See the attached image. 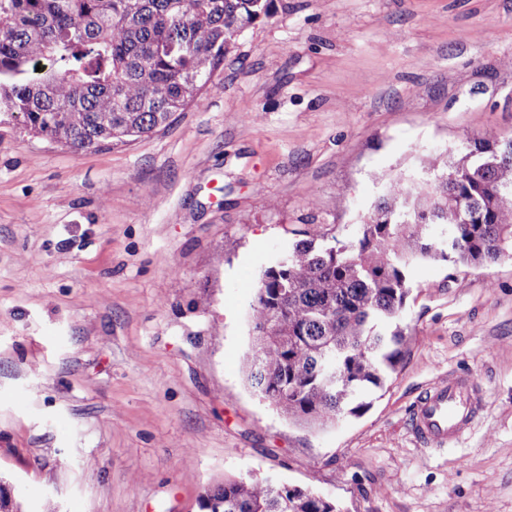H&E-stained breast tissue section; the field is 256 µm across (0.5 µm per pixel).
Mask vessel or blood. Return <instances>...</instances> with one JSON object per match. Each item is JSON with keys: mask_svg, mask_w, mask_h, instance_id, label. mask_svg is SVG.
Masks as SVG:
<instances>
[{"mask_svg": "<svg viewBox=\"0 0 512 512\" xmlns=\"http://www.w3.org/2000/svg\"><path fill=\"white\" fill-rule=\"evenodd\" d=\"M480 405L469 378L451 376L426 388L413 409L411 429L425 447H449L471 428Z\"/></svg>", "mask_w": 512, "mask_h": 512, "instance_id": "vessel-or-blood-1", "label": "vessel or blood"}]
</instances>
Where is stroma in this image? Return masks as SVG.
<instances>
[{
  "mask_svg": "<svg viewBox=\"0 0 512 512\" xmlns=\"http://www.w3.org/2000/svg\"><path fill=\"white\" fill-rule=\"evenodd\" d=\"M274 5L151 136L75 154L0 121L6 512H203L251 473L343 512H512V259L414 271L407 353L360 416L301 427L245 377L295 231L353 238L420 155L512 135V0ZM453 373L482 407L423 448L412 405Z\"/></svg>",
  "mask_w": 512,
  "mask_h": 512,
  "instance_id": "35a3bbf8",
  "label": "stroma"
}]
</instances>
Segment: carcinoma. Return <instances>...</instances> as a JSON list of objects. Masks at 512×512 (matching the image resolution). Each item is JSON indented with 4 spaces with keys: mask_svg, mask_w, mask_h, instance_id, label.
Masks as SVG:
<instances>
[{
    "mask_svg": "<svg viewBox=\"0 0 512 512\" xmlns=\"http://www.w3.org/2000/svg\"><path fill=\"white\" fill-rule=\"evenodd\" d=\"M274 0H0V115L79 153L127 145L199 94ZM41 70H36V67ZM428 182H388L354 239L297 241L259 277L245 372L293 423L360 416L405 355L414 269L512 258V137L420 157ZM206 512H340L336 503L239 478Z\"/></svg>",
    "mask_w": 512,
    "mask_h": 512,
    "instance_id": "obj_1",
    "label": "carcinoma"
}]
</instances>
